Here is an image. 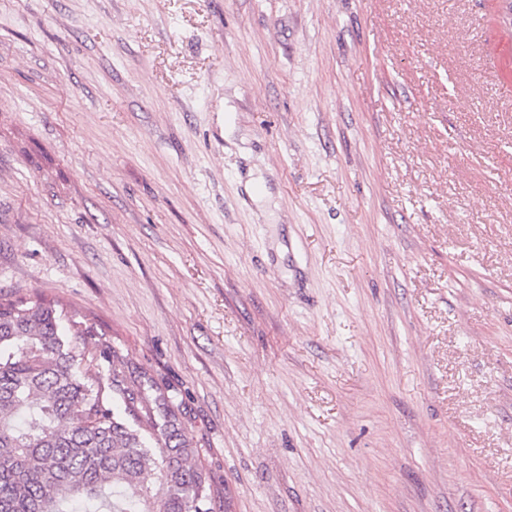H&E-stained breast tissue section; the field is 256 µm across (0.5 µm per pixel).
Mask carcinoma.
Instances as JSON below:
<instances>
[{"label":"carcinoma","instance_id":"1","mask_svg":"<svg viewBox=\"0 0 512 512\" xmlns=\"http://www.w3.org/2000/svg\"><path fill=\"white\" fill-rule=\"evenodd\" d=\"M76 317L45 297L0 298V512H213L168 399L139 408Z\"/></svg>","mask_w":512,"mask_h":512}]
</instances>
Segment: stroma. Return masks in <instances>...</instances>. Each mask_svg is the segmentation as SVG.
<instances>
[{
	"instance_id": "obj_1",
	"label": "stroma",
	"mask_w": 512,
	"mask_h": 512,
	"mask_svg": "<svg viewBox=\"0 0 512 512\" xmlns=\"http://www.w3.org/2000/svg\"><path fill=\"white\" fill-rule=\"evenodd\" d=\"M495 0H0V295L171 400L214 512H512Z\"/></svg>"
}]
</instances>
